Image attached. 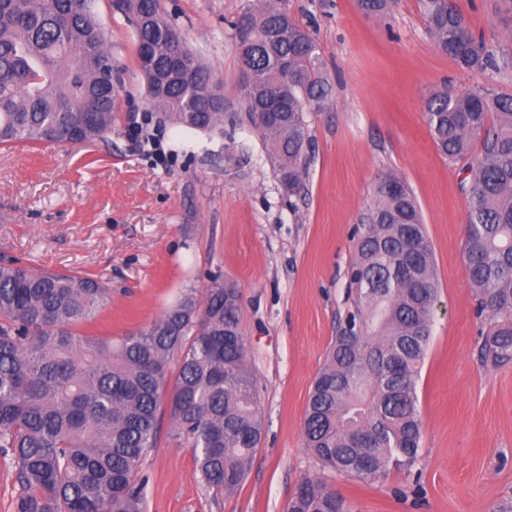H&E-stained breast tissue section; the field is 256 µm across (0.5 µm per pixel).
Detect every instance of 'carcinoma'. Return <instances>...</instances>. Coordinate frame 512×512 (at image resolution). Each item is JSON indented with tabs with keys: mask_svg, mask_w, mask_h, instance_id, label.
Listing matches in <instances>:
<instances>
[{
	"mask_svg": "<svg viewBox=\"0 0 512 512\" xmlns=\"http://www.w3.org/2000/svg\"><path fill=\"white\" fill-rule=\"evenodd\" d=\"M357 3L373 16L389 8V0ZM422 8L437 48L460 69L492 65L450 0H422ZM120 10L154 106L189 129L219 127L228 106L212 71L177 44L161 0H121ZM238 37L239 109L250 122L256 112L281 113L260 131L292 196L307 174V109L330 95L317 45L286 0L248 8ZM110 63L92 0H0V144L107 139L119 105L101 85ZM423 120L452 163L481 144L463 169L464 251L489 319L479 359L498 367L512 362V94L445 85L426 98ZM350 278L352 310L310 389L303 439L324 466L367 480L418 457L417 387L438 295L417 202L394 175L379 177ZM110 296L91 277L0 261V448L22 488L17 512H145L139 474L165 414L214 499L247 478L263 415L238 290L215 281L203 298L187 294L147 329L116 340L75 333ZM289 512L345 506L322 481L305 479Z\"/></svg>",
	"mask_w": 512,
	"mask_h": 512,
	"instance_id": "cac0c4a2",
	"label": "carcinoma"
}]
</instances>
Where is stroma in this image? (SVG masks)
Listing matches in <instances>:
<instances>
[{
	"label": "stroma",
	"mask_w": 512,
	"mask_h": 512,
	"mask_svg": "<svg viewBox=\"0 0 512 512\" xmlns=\"http://www.w3.org/2000/svg\"><path fill=\"white\" fill-rule=\"evenodd\" d=\"M495 58L479 74L436 47L419 0L386 15L357 0H287L315 40L333 86L307 114L305 187L288 196L260 131L224 121L212 131L164 120L149 103L137 42L112 0L96 17L112 51L119 109L107 140L0 146V258L97 279L112 293L85 323L116 338L149 326L213 277L241 294L240 331L260 388L265 430L241 487L214 500L189 449L162 421L141 474L147 512H288L299 484L319 478L350 512H495L512 499V363L478 356L484 320L463 249L466 160L435 149L425 98L446 85L512 93V24L500 0H455ZM167 19L220 90L237 101L235 26L249 0H162ZM403 180L432 245L438 299L418 383L422 447L408 470L368 481L324 469L305 447L309 389L350 306L353 233L366 223L379 176Z\"/></svg>",
	"instance_id": "obj_1"
}]
</instances>
